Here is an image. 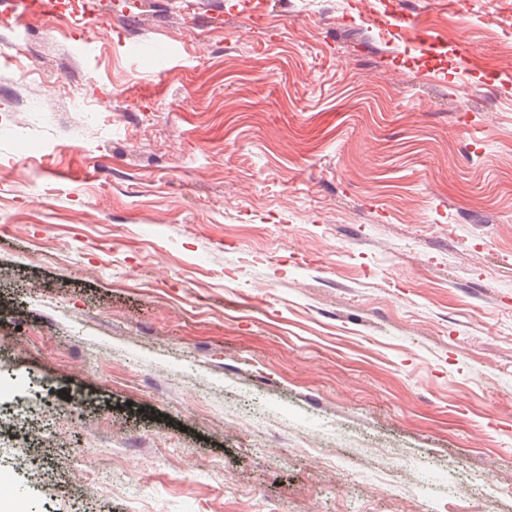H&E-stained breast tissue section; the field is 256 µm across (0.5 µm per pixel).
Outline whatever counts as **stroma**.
<instances>
[{
	"mask_svg": "<svg viewBox=\"0 0 512 512\" xmlns=\"http://www.w3.org/2000/svg\"><path fill=\"white\" fill-rule=\"evenodd\" d=\"M238 2L0 25V415L46 442L0 445V502L413 512L459 472L512 512V0H375L421 52L360 0ZM362 19L367 24L377 26L382 37L391 43H394L396 39H406L409 30H416L414 19L401 13L390 14L385 19L377 21L376 16L369 11H365Z\"/></svg>",
	"mask_w": 512,
	"mask_h": 512,
	"instance_id": "1",
	"label": "stroma"
}]
</instances>
